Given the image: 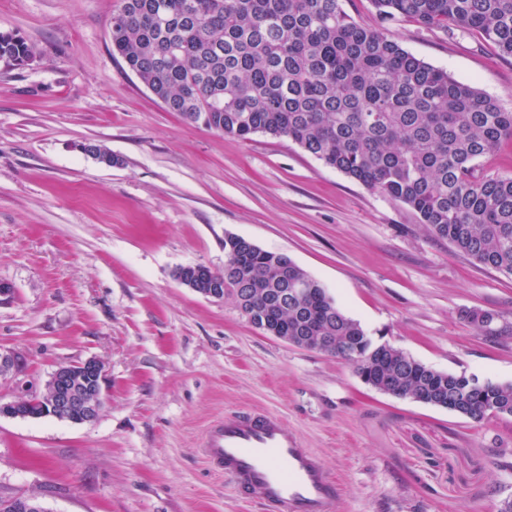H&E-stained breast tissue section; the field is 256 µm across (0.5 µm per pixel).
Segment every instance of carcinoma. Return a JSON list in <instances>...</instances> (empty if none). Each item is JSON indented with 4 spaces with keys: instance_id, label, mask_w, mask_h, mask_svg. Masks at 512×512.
<instances>
[{
    "instance_id": "carcinoma-1",
    "label": "carcinoma",
    "mask_w": 512,
    "mask_h": 512,
    "mask_svg": "<svg viewBox=\"0 0 512 512\" xmlns=\"http://www.w3.org/2000/svg\"><path fill=\"white\" fill-rule=\"evenodd\" d=\"M377 18L480 32L512 56V0H370ZM112 48L170 112L222 135L285 137L326 166L412 209L426 230L476 265L512 276V176L485 160L512 138V111L417 58L342 0H121ZM34 57L17 30L0 31V60ZM224 294L255 298L262 325L283 263L311 292L281 310L294 336H330L320 350L353 364L398 397L423 395L482 421L512 416V383L435 370L366 342L316 279L287 255L242 240Z\"/></svg>"
}]
</instances>
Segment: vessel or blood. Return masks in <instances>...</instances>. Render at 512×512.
<instances>
[{"mask_svg":"<svg viewBox=\"0 0 512 512\" xmlns=\"http://www.w3.org/2000/svg\"><path fill=\"white\" fill-rule=\"evenodd\" d=\"M202 448L208 467L263 512H333L340 497L321 457L276 413L247 411L213 422Z\"/></svg>","mask_w":512,"mask_h":512,"instance_id":"obj_1","label":"vessel or blood"}]
</instances>
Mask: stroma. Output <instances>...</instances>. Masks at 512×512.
Listing matches in <instances>:
<instances>
[{
    "label": "stroma",
    "instance_id": "1",
    "mask_svg": "<svg viewBox=\"0 0 512 512\" xmlns=\"http://www.w3.org/2000/svg\"><path fill=\"white\" fill-rule=\"evenodd\" d=\"M120 0H0L34 62L0 64V403L55 370L104 365L75 424L0 416V500L46 512H262L202 458L211 421L270 410L343 485L337 512H498L512 417L474 422L364 384L353 365L266 335L232 298L182 285L223 271L238 235L288 254L373 343L434 369L512 383V277L475 265L407 206L285 138L242 141L168 111L112 50ZM384 32L512 110V56L476 31L400 18ZM93 142L119 158L80 152ZM489 311L484 330L465 312Z\"/></svg>",
    "mask_w": 512,
    "mask_h": 512
}]
</instances>
